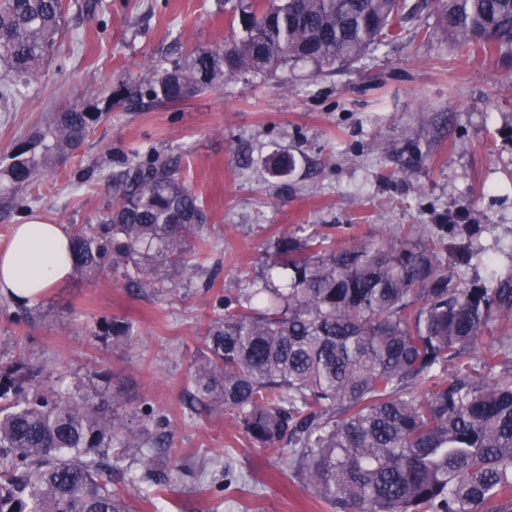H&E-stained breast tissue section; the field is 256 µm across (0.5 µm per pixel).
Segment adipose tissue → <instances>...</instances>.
<instances>
[{"label":"adipose tissue","mask_w":512,"mask_h":512,"mask_svg":"<svg viewBox=\"0 0 512 512\" xmlns=\"http://www.w3.org/2000/svg\"><path fill=\"white\" fill-rule=\"evenodd\" d=\"M70 235L65 225L37 217L15 225L7 248L0 250V295L33 304L72 271Z\"/></svg>","instance_id":"ef3b65f1"}]
</instances>
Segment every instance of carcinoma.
<instances>
[{
    "label": "carcinoma",
    "mask_w": 512,
    "mask_h": 512,
    "mask_svg": "<svg viewBox=\"0 0 512 512\" xmlns=\"http://www.w3.org/2000/svg\"><path fill=\"white\" fill-rule=\"evenodd\" d=\"M65 0H0V62L15 76L0 99L36 80L63 32ZM406 0H249L244 34L168 61L105 102L80 97L0 159V207L30 212L26 192L54 172L117 106L180 103L237 74L352 67L401 39ZM443 32L512 55V0H438ZM96 224L72 226L73 270H105L152 291L193 277L208 244L203 202L178 161L139 153L113 179ZM434 240L283 229L266 274L213 307L193 360L192 400L224 407L260 450L288 446V470L339 512H512V273L469 284ZM92 335L139 339L124 319ZM487 354L474 355L480 346ZM33 352L0 367V512H130L110 473L146 449L130 481L141 497L185 478L159 466L170 419L147 404L132 420L68 389L31 385Z\"/></svg>",
    "instance_id": "cac0c4a2"
}]
</instances>
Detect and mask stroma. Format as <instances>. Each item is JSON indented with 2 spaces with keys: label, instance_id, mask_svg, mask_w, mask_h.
Here are the masks:
<instances>
[{
  "label": "stroma",
  "instance_id": "35a3bbf8",
  "mask_svg": "<svg viewBox=\"0 0 512 512\" xmlns=\"http://www.w3.org/2000/svg\"><path fill=\"white\" fill-rule=\"evenodd\" d=\"M65 34L37 82L0 102V158L50 113L83 93L108 95L164 64L238 35L230 20L242 0H69ZM403 41L353 67L313 77L300 65L287 77L237 75L223 87L149 112L116 109L97 124L76 156L27 192L50 222L96 223L113 193L112 177L133 151L178 158L202 200L210 246L201 271L174 290L127 288L111 273L94 281L71 275L17 324V303L0 298V363L23 351L43 361L38 380L111 398L128 415L150 401L173 431L158 457H191L207 477L185 480L132 512H334L284 467L287 449L259 450L234 419L212 407L190 416L192 358L217 296L246 288L264 273L279 228L329 232L337 241L416 228L444 235L467 224L465 242L494 265L468 269L492 283L512 269V56L463 52L442 36L435 14L419 11ZM288 152L296 164L272 175L269 159ZM219 274L213 288L204 281ZM134 322L130 346L89 333L97 321ZM240 482L212 479L216 461Z\"/></svg>",
  "mask_w": 512,
  "mask_h": 512
}]
</instances>
